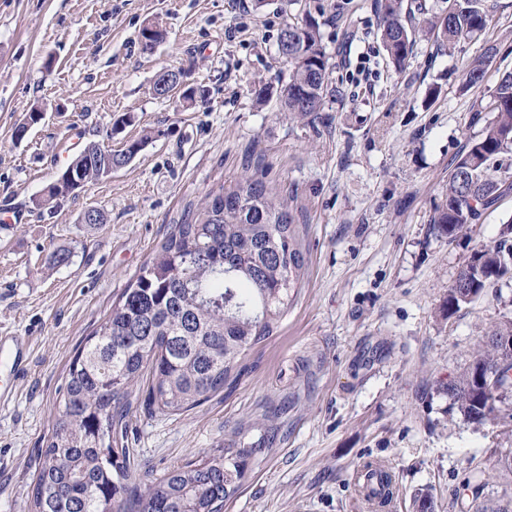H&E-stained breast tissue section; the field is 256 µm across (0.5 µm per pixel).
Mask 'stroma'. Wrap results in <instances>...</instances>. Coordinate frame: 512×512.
Here are the masks:
<instances>
[{
  "mask_svg": "<svg viewBox=\"0 0 512 512\" xmlns=\"http://www.w3.org/2000/svg\"><path fill=\"white\" fill-rule=\"evenodd\" d=\"M0 0V336L25 337L27 372L0 396V512H29L43 438L75 347L107 314L173 224L207 193L248 174L261 153L267 180L299 226L305 272L277 332L250 349L240 374L193 410L137 409L128 445L145 481L214 448L258 447L224 512H369L357 469L386 463L387 512H435L457 496L512 499V395L495 420L472 424L445 389L497 323L512 319V277L451 316L442 305L467 258L498 243L512 196L456 238L429 222L448 172L477 136L474 103L512 72V0L455 51L418 38L409 66H389L373 0ZM313 16L330 63L322 111L289 119L277 54L288 23ZM154 23L164 38L144 49ZM497 47L481 86L464 69ZM186 70L192 101L153 92ZM35 107L46 116L23 140ZM144 139L125 168L77 195L35 204L92 141ZM103 224L82 223L87 208ZM71 253L57 265V251Z\"/></svg>",
  "mask_w": 512,
  "mask_h": 512,
  "instance_id": "stroma-1",
  "label": "stroma"
}]
</instances>
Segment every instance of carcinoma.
Here are the masks:
<instances>
[{"mask_svg": "<svg viewBox=\"0 0 512 512\" xmlns=\"http://www.w3.org/2000/svg\"><path fill=\"white\" fill-rule=\"evenodd\" d=\"M492 0H442L439 12L417 29L403 14L404 0H377L381 38L397 71L411 58L416 31L453 48L487 28ZM278 55L292 72L279 98L292 117L321 110L330 94L329 57L318 22L285 25ZM497 48L487 46L467 65L464 90L480 84ZM470 125L482 126L448 172L445 202L431 216L450 238L477 223L512 195V72L475 103ZM128 163L123 151L90 142L66 166L74 180L104 179L108 163ZM255 171L208 194L205 203L174 224L156 255L128 282L112 308L76 348L50 433L42 441L31 512H224L244 479L254 448H214L198 461L170 470L143 487L131 448L123 446L133 408L176 415L224 391L238 363L277 330L305 266L290 208L275 201L261 156ZM480 273L470 275L475 295L512 274V222L498 243L475 251ZM499 361L496 346L482 353L448 385L452 405L469 422L495 417L496 403L512 392L506 370L479 395L476 375Z\"/></svg>", "mask_w": 512, "mask_h": 512, "instance_id": "cac0c4a2", "label": "carcinoma"}]
</instances>
